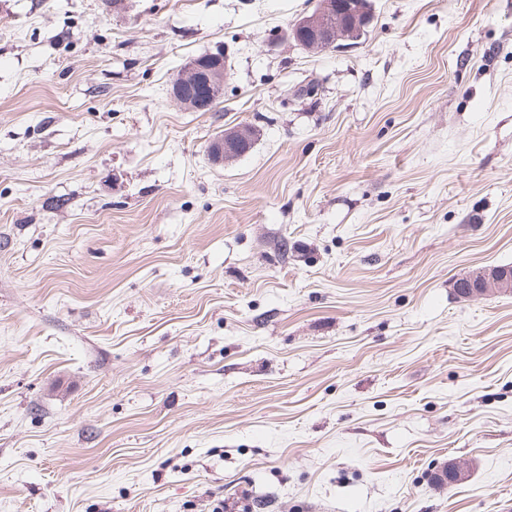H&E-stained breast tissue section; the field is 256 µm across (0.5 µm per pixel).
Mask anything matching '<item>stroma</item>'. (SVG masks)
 Instances as JSON below:
<instances>
[{
    "label": "stroma",
    "instance_id": "stroma-1",
    "mask_svg": "<svg viewBox=\"0 0 512 512\" xmlns=\"http://www.w3.org/2000/svg\"><path fill=\"white\" fill-rule=\"evenodd\" d=\"M317 3L0 0V512H512V0ZM336 9L335 0H319L316 9L299 17L291 26V39L294 38L297 43H305L309 50L315 53L331 48L337 42L339 34V21L336 19L334 10ZM349 27H355L353 30H342L336 47H348L358 44L350 38L360 33V29L356 26L359 21L355 22L354 17L349 20ZM303 49L308 50L304 44L300 45ZM204 70L217 71V75L212 82V92L209 98V84L211 83L209 77L205 73H201ZM181 77L185 84L180 85L177 88V82L174 80L173 93L180 99V104L186 109H192L195 111H208L198 110L193 106V103L206 102L208 99L209 105H211L216 98H221L224 93V82L228 79V70L225 68V63L220 59V62L212 57H198L191 59L183 65L181 68ZM200 74V75H199ZM197 75L199 77L195 78ZM241 131L231 130L224 133V136L214 140L209 145V152L214 160L220 161L225 157H230L233 154H240L248 150L251 147L255 133L252 130V139L250 135V143L245 145V141L242 139ZM245 146V147H244ZM244 147V149H243ZM475 288H465L464 298H479L488 293L512 294V268L487 266L475 271Z\"/></svg>",
    "mask_w": 512,
    "mask_h": 512
}]
</instances>
